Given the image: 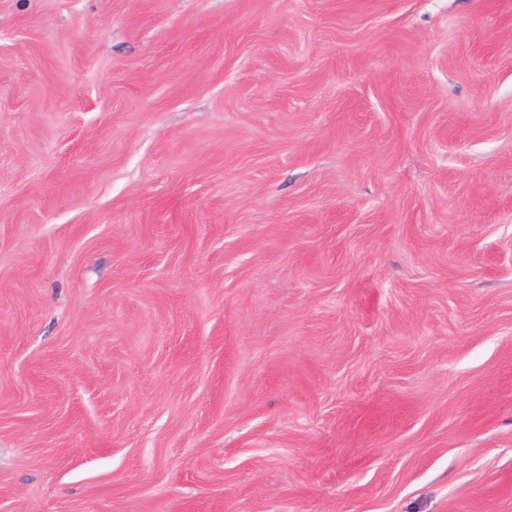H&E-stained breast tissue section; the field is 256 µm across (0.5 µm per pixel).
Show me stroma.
Here are the masks:
<instances>
[{"mask_svg": "<svg viewBox=\"0 0 512 512\" xmlns=\"http://www.w3.org/2000/svg\"><path fill=\"white\" fill-rule=\"evenodd\" d=\"M0 512H512V0H0Z\"/></svg>", "mask_w": 512, "mask_h": 512, "instance_id": "35a3bbf8", "label": "stroma"}]
</instances>
